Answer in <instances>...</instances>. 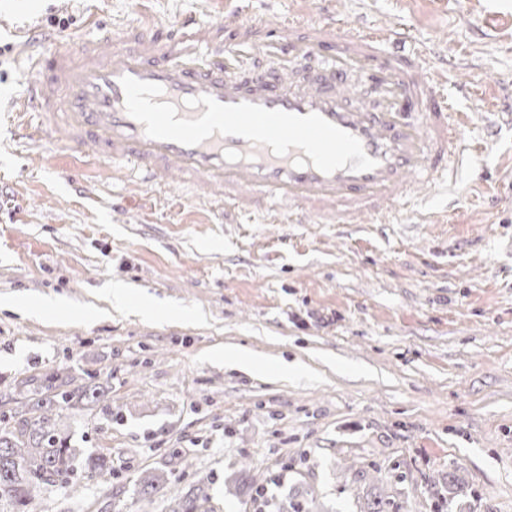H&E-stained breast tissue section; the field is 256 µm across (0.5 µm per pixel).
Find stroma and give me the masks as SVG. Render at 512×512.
I'll list each match as a JSON object with an SVG mask.
<instances>
[{
  "mask_svg": "<svg viewBox=\"0 0 512 512\" xmlns=\"http://www.w3.org/2000/svg\"><path fill=\"white\" fill-rule=\"evenodd\" d=\"M321 2L0 0V114L26 93L21 56L54 39L97 35L103 22L251 19ZM345 11L405 27L434 48L449 93L484 107L467 130L472 160L418 207L436 223L227 215L0 134V400L29 376L95 374L112 412L73 414L71 442L109 458L107 512H164L163 499L135 492L157 468L179 490L211 476L219 512H240L224 480L246 460L268 493L326 512H362L379 492L400 512H448L452 475L463 512H512V0H345ZM489 125L499 143L486 152ZM115 279L206 321L86 319ZM24 297L68 309L10 307ZM227 347L302 371L232 370ZM95 487L82 473L40 486L25 512H90Z\"/></svg>",
  "mask_w": 512,
  "mask_h": 512,
  "instance_id": "obj_1",
  "label": "stroma"
}]
</instances>
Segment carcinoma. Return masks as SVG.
<instances>
[{"label": "carcinoma", "instance_id": "1", "mask_svg": "<svg viewBox=\"0 0 512 512\" xmlns=\"http://www.w3.org/2000/svg\"><path fill=\"white\" fill-rule=\"evenodd\" d=\"M19 405L0 414V505L14 508L27 505L33 488L40 484L65 487L80 470L101 477L96 495L105 501L111 490L104 475L110 470L103 455L81 457L71 445L67 419L75 410H90L104 401L105 393L91 376L83 378L53 372L21 382ZM254 467L244 465L240 478L226 487V494L248 505L264 493V485L251 474ZM209 478L199 479L186 491H175L168 474L146 471L137 484L143 501L156 496L169 501L168 512H217L208 492Z\"/></svg>", "mask_w": 512, "mask_h": 512}]
</instances>
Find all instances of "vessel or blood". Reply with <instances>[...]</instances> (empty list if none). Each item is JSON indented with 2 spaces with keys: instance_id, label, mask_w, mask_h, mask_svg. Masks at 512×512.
Wrapping results in <instances>:
<instances>
[{
  "instance_id": "b4317fda",
  "label": "vessel or blood",
  "mask_w": 512,
  "mask_h": 512,
  "mask_svg": "<svg viewBox=\"0 0 512 512\" xmlns=\"http://www.w3.org/2000/svg\"><path fill=\"white\" fill-rule=\"evenodd\" d=\"M288 55L238 77L242 51ZM313 77L300 72L310 58ZM23 111L58 152L121 168L144 189L296 223L377 224L439 188L479 105L450 99L432 52L336 6L285 18L180 20L163 36L115 25L55 41L29 65Z\"/></svg>"
}]
</instances>
